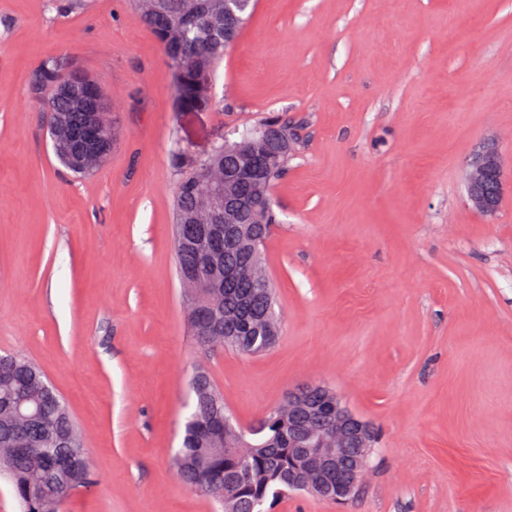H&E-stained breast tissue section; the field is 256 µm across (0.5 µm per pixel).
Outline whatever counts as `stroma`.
<instances>
[{
    "label": "stroma",
    "mask_w": 512,
    "mask_h": 512,
    "mask_svg": "<svg viewBox=\"0 0 512 512\" xmlns=\"http://www.w3.org/2000/svg\"><path fill=\"white\" fill-rule=\"evenodd\" d=\"M62 55L120 130L83 176L32 89ZM216 93L223 111H175L129 0H0V355L38 364L89 453L60 512H214L172 468L199 367L242 426L321 384L379 433L356 497L270 512H512V0H258ZM272 112L300 139L264 247L280 335L209 351L176 272L171 148L205 154ZM488 141L490 218L466 192Z\"/></svg>",
    "instance_id": "obj_1"
}]
</instances>
